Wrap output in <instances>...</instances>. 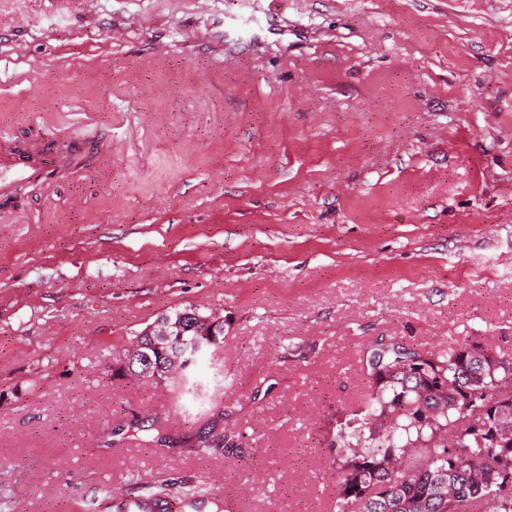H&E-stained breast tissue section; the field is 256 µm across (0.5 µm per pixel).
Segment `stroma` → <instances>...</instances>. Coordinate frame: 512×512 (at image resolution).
<instances>
[{
	"label": "stroma",
	"instance_id": "stroma-1",
	"mask_svg": "<svg viewBox=\"0 0 512 512\" xmlns=\"http://www.w3.org/2000/svg\"><path fill=\"white\" fill-rule=\"evenodd\" d=\"M259 5L0 0V162L50 172L0 194V512H336L366 344L512 355V0ZM189 306L207 400L115 376ZM187 311L196 313V316L199 315L200 317L199 316L198 317L200 318V320L205 321L207 324V327H210V333L214 332L218 326H221L224 323V317H221V315H219V314H216V316H213V318L203 319V318H208V317L212 316L213 313L204 314V313L200 312L199 309H197V308L175 309V310L171 311L170 313H166L163 315L165 316V319H169V321L171 323H177L180 321V315ZM201 317H203V318H201ZM206 324L203 323L202 325H200L199 333L196 331L187 332L185 334L186 337L182 342H179L177 340L178 336H173L172 340L170 341V342H172V344L170 345V342L163 343L161 346V352L164 355H167V356L171 355L174 359H177L179 357V354L183 350L182 348L184 346H186V343H190V341L192 340V338L194 336H203L202 334L206 331L205 330ZM216 333H217L216 337L218 339L219 344L220 345L223 344L224 343V333H222L221 329H216ZM171 325L168 320L157 321L153 326L148 328L144 333L140 334V338H146V341H143L140 346L133 345L129 346V350L126 356H123L120 367L123 369L124 373H131L134 366L138 365L142 368H145L144 364H147V361L143 355H149L147 349L152 345L156 344L158 341L167 340L170 337ZM149 343V345H146ZM194 438L192 446L197 452L202 454L209 453L211 450L218 448L230 450L233 447L231 442L237 440L235 434L224 432V429L217 430L215 425L208 427L207 431L205 429L198 431Z\"/></svg>",
	"mask_w": 512,
	"mask_h": 512
}]
</instances>
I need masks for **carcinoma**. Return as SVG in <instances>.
Segmentation results:
<instances>
[{
  "mask_svg": "<svg viewBox=\"0 0 512 512\" xmlns=\"http://www.w3.org/2000/svg\"><path fill=\"white\" fill-rule=\"evenodd\" d=\"M200 331L172 338L161 352L178 358ZM361 408L336 424L327 448L340 484L337 512H512V355L478 341L420 350L383 337L363 351ZM462 426L457 441L448 430ZM147 438L138 423L125 435ZM236 435L211 426L195 435L206 454L233 447ZM166 488L131 503L153 512Z\"/></svg>",
  "mask_w": 512,
  "mask_h": 512,
  "instance_id": "1",
  "label": "carcinoma"
}]
</instances>
